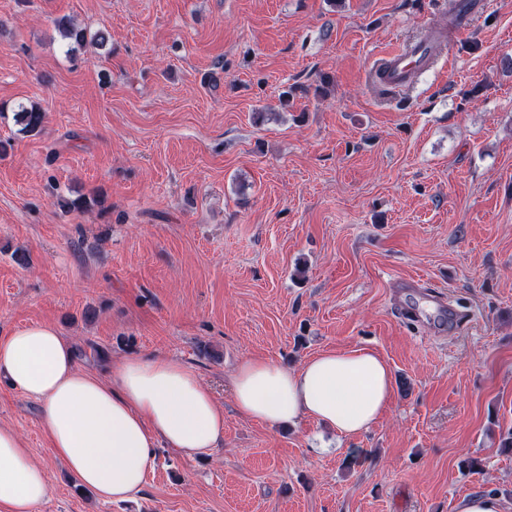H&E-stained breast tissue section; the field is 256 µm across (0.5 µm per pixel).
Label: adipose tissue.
Masks as SVG:
<instances>
[{
  "label": "adipose tissue",
  "instance_id": "adipose-tissue-1",
  "mask_svg": "<svg viewBox=\"0 0 512 512\" xmlns=\"http://www.w3.org/2000/svg\"><path fill=\"white\" fill-rule=\"evenodd\" d=\"M0 379L41 403L40 425L54 456L104 502L141 496L157 448L196 459L224 437L223 409L181 361L129 357L102 378L78 368L51 325L0 338ZM230 385L238 413L249 420L282 426L308 419L343 437L369 429L394 398L387 362L367 347L326 350L294 370L246 358ZM52 494L17 433L0 425V512H32Z\"/></svg>",
  "mask_w": 512,
  "mask_h": 512
}]
</instances>
